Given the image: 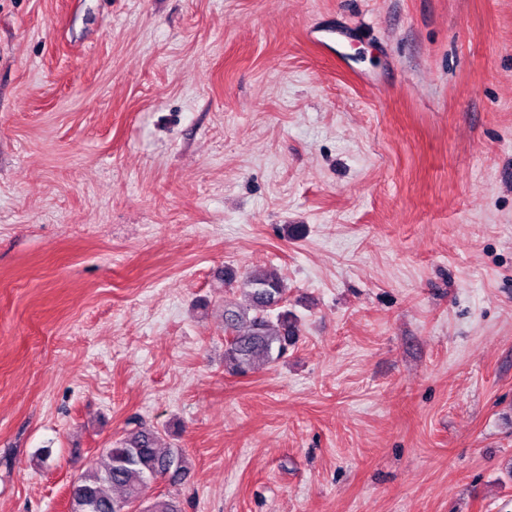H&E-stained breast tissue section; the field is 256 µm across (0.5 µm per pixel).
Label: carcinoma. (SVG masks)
I'll use <instances>...</instances> for the list:
<instances>
[{
	"mask_svg": "<svg viewBox=\"0 0 512 512\" xmlns=\"http://www.w3.org/2000/svg\"><path fill=\"white\" fill-rule=\"evenodd\" d=\"M243 299L224 304V367L246 375L260 363L274 364L297 343L299 320L288 310V289L275 273L245 272ZM103 461L72 483L69 512H127L160 478L179 483L188 471L183 453L162 448L158 432L140 424L102 451ZM121 495L115 497L112 490ZM147 512H182L173 494L159 495Z\"/></svg>",
	"mask_w": 512,
	"mask_h": 512,
	"instance_id": "1",
	"label": "carcinoma"
}]
</instances>
